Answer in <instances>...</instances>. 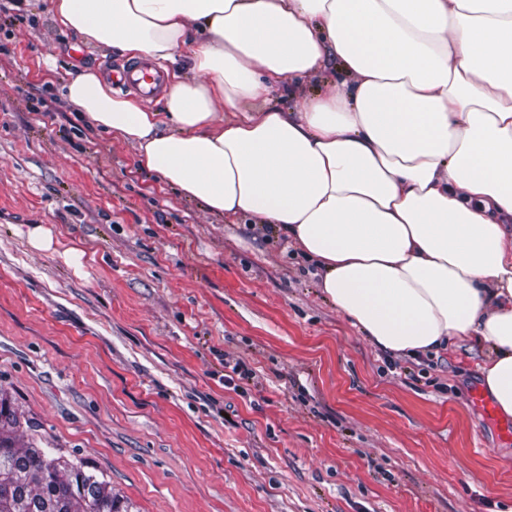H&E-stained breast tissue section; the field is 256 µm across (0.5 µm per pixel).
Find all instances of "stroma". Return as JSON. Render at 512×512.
<instances>
[{"instance_id": "stroma-1", "label": "stroma", "mask_w": 512, "mask_h": 512, "mask_svg": "<svg viewBox=\"0 0 512 512\" xmlns=\"http://www.w3.org/2000/svg\"><path fill=\"white\" fill-rule=\"evenodd\" d=\"M121 60L53 0L0 17V398L20 442L88 460L131 512H512V437L471 400L487 347L383 353L282 233L142 169L62 93Z\"/></svg>"}]
</instances>
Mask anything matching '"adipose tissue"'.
Listing matches in <instances>:
<instances>
[{
  "label": "adipose tissue",
  "instance_id": "1",
  "mask_svg": "<svg viewBox=\"0 0 512 512\" xmlns=\"http://www.w3.org/2000/svg\"><path fill=\"white\" fill-rule=\"evenodd\" d=\"M62 25L172 77L162 111L87 70L66 97L220 216L292 238L371 343L489 349L512 417V0H53ZM322 79L288 110L265 100Z\"/></svg>",
  "mask_w": 512,
  "mask_h": 512
}]
</instances>
